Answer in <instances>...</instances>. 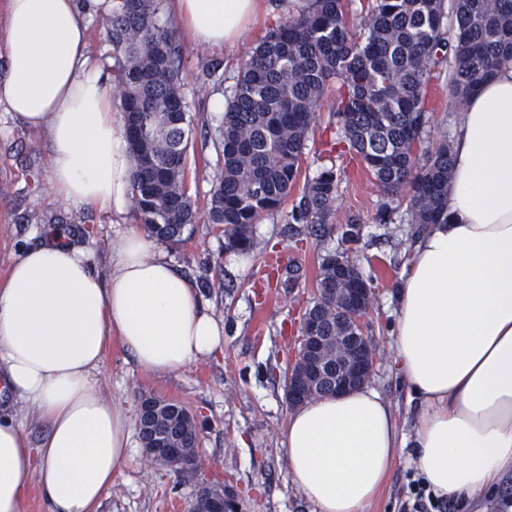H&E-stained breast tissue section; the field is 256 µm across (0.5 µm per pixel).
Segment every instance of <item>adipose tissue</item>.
<instances>
[{
    "instance_id": "ef3b65f1",
    "label": "adipose tissue",
    "mask_w": 512,
    "mask_h": 512,
    "mask_svg": "<svg viewBox=\"0 0 512 512\" xmlns=\"http://www.w3.org/2000/svg\"><path fill=\"white\" fill-rule=\"evenodd\" d=\"M261 2L174 9L196 43L217 46L238 40ZM0 26V106L47 133L59 197L124 211L132 160L78 0H5ZM451 154L448 221L415 237L394 293L410 431L368 385L293 408L288 477L314 512H366L401 448L434 494L469 502L512 470V65L460 107ZM114 339L143 371L169 375L223 353L224 325L136 227L113 239L105 276L92 248L57 230L20 250L0 280V512H25L33 489L44 512H99L132 448L126 407L97 387ZM21 415L42 426L39 440Z\"/></svg>"
}]
</instances>
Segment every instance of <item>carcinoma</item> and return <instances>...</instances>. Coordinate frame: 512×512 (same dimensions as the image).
I'll list each match as a JSON object with an SVG mask.
<instances>
[{
    "instance_id": "1",
    "label": "carcinoma",
    "mask_w": 512,
    "mask_h": 512,
    "mask_svg": "<svg viewBox=\"0 0 512 512\" xmlns=\"http://www.w3.org/2000/svg\"><path fill=\"white\" fill-rule=\"evenodd\" d=\"M162 12L163 0H118L107 38L122 110L138 113L150 131L145 140H129L135 212L149 237L179 243L197 213L186 187L193 116L183 93L180 49L160 24ZM354 15L347 0H304L241 61L218 126L219 173L208 208L210 223L224 225L227 248L252 249L253 225L277 214L295 189L315 114L335 81L334 112L347 147L378 187L407 199L417 228L447 222L450 146L418 154L425 88L436 67L451 63L449 94L458 106L512 62V0H373L360 42L351 38ZM148 154L155 162L146 170ZM339 180L331 167L305 179L288 223L333 231L329 220ZM342 287L336 265L324 258L308 308L321 320L324 336L347 329L348 316L336 312L329 292Z\"/></svg>"
}]
</instances>
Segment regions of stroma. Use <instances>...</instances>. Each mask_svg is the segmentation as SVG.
<instances>
[{
	"label": "stroma",
	"instance_id": "35a3bbf8",
	"mask_svg": "<svg viewBox=\"0 0 512 512\" xmlns=\"http://www.w3.org/2000/svg\"><path fill=\"white\" fill-rule=\"evenodd\" d=\"M268 3L267 13L244 38L221 46L195 43L172 11L160 17L173 29L182 54L185 96L194 117L188 191L200 205L185 242L165 243L161 249L181 274L201 288L215 315L223 319L224 353L177 373L156 376L143 372L119 343L109 345L99 375L104 396L133 414L147 396L182 403L198 422L201 447L197 465L184 473L160 465L147 467L141 451H134L100 512H187L201 486L233 489L240 512H312L286 472L281 430L289 406L284 380L296 358L304 313L315 298L320 265L330 254L347 252L371 281L374 296L365 324L377 358L370 383L392 403L401 430L410 427L413 408L396 375L389 297L409 259L416 227L401 207L391 221L380 223L378 211L385 198L370 173L351 151L332 152L326 147L327 131L336 125L335 92H328L317 114L302 173L309 177L325 167L338 170L331 222L338 227L355 220L358 241H343L338 230L317 236L310 225L289 223L283 211L255 225L256 246L249 264L242 267L226 250L222 230L208 221L205 204L218 168L215 128L222 119L213 103L230 101L241 59L286 17L288 0ZM215 62L222 65L224 87L201 91L202 69ZM450 72V65H440L428 84L429 121L422 137L429 150L452 136L455 107L448 97ZM50 170L46 134L25 127L0 107V278L6 276L19 247L31 243L32 231L46 225L66 232L81 226L90 229L98 270L108 274L115 232L118 225L137 224L134 208L118 214L68 204L56 194ZM409 468L406 449H398L387 482L367 512H400Z\"/></svg>",
	"mask_w": 512,
	"mask_h": 512
}]
</instances>
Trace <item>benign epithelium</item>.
Returning <instances> with one entry per match:
<instances>
[{"label": "benign epithelium", "mask_w": 512, "mask_h": 512, "mask_svg": "<svg viewBox=\"0 0 512 512\" xmlns=\"http://www.w3.org/2000/svg\"><path fill=\"white\" fill-rule=\"evenodd\" d=\"M372 294L373 288L364 278L353 288L333 290L336 302H347L354 309L350 332L336 337L333 348L330 338L321 335L319 321L308 314L303 317L296 359L286 375L285 394L290 405L298 406L317 398L315 385L306 376L308 369L330 380L338 394L369 381L375 366V351L364 331L363 319L371 307ZM193 424L194 417L186 408L179 411L165 400H144L138 429L146 431L155 444L144 449L147 465L163 464L170 468L179 465L184 469L196 464L200 442H194L190 454L183 446Z\"/></svg>", "instance_id": "1"}]
</instances>
